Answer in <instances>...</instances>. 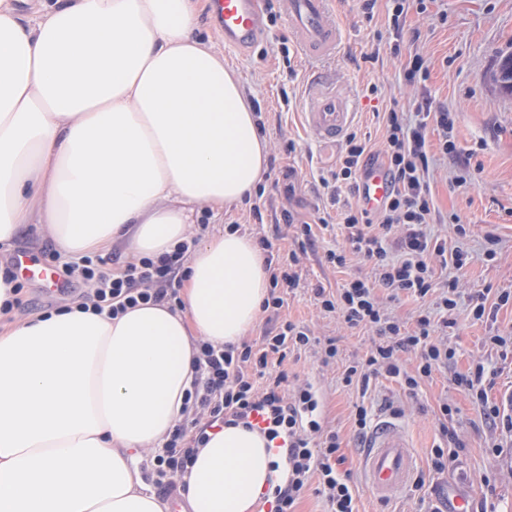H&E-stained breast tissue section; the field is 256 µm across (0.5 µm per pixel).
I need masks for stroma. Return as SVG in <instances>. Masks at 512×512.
I'll return each mask as SVG.
<instances>
[{"mask_svg": "<svg viewBox=\"0 0 512 512\" xmlns=\"http://www.w3.org/2000/svg\"><path fill=\"white\" fill-rule=\"evenodd\" d=\"M271 21L262 42L248 54L226 48L218 33L208 0H199V34L224 54V66L236 72L244 85L268 144L267 166L257 194L225 209L208 229H194V237L217 232L235 221L243 233L268 237L281 257L294 247L292 228L286 227L283 209L313 221L327 203L321 177L335 170L342 142L317 139L307 128V112L314 86L334 90L346 101L355 118L352 131L380 145V118L390 100L412 109L429 96L434 110L450 112L452 138L457 150L441 154L438 132H431V190L436 218L433 234L447 237L449 248L463 251V267H448L449 279L458 283L448 346L454 350L446 369L421 383L415 394L404 392L398 379L373 380L367 396L345 386L346 364L370 348L371 331L351 328L336 316L321 312L312 289L316 284L338 288L359 269L358 261L336 268L326 260L328 250L344 249L338 226L316 228L317 241L300 257L298 288L285 293L281 317L307 327L320 341L335 339L337 360L323 363L317 349L291 356L284 367L299 382L318 391L325 422L338 430L344 470L351 474L358 512H425L440 505L443 488L453 485L473 497V512H512V434L489 428L471 395L453 382L456 372L483 365L494 374L491 401L506 404L512 389V340L499 347L488 338L512 331V303L502 306L496 322L472 316L479 293H512V95L502 93L492 80L503 55L512 53V0H412L399 22H392L387 0H378L365 13L362 0H329L341 32L334 56L316 60L305 55L286 22L284 0H267ZM289 57H282V49ZM422 57L423 68L407 79L406 66ZM291 174L292 197H285L281 180ZM261 218H254L253 207ZM24 251L43 263H54L57 247L39 225L22 227L13 253L0 255L9 267L14 252ZM453 408L452 423L462 442L449 448L448 469L430 467V450L440 441L436 414L441 400ZM366 401L372 420L395 417L413 443L415 478L423 488L408 486L397 498H374L362 482V450L352 428L356 402Z\"/></svg>", "mask_w": 512, "mask_h": 512, "instance_id": "obj_1", "label": "stroma"}]
</instances>
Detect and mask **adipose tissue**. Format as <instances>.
<instances>
[{
  "mask_svg": "<svg viewBox=\"0 0 512 512\" xmlns=\"http://www.w3.org/2000/svg\"><path fill=\"white\" fill-rule=\"evenodd\" d=\"M0 0V251L42 224L63 258L115 242L155 258L250 196L267 145L194 0ZM177 307L74 305L0 335V512H169L143 462L185 417L198 341L255 324V240L206 236ZM286 466L222 426L181 479L189 512H252Z\"/></svg>",
  "mask_w": 512,
  "mask_h": 512,
  "instance_id": "adipose-tissue-1",
  "label": "adipose tissue"
}]
</instances>
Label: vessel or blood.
Listing matches in <instances>:
<instances>
[{
    "instance_id": "1",
    "label": "vessel or blood",
    "mask_w": 512,
    "mask_h": 512,
    "mask_svg": "<svg viewBox=\"0 0 512 512\" xmlns=\"http://www.w3.org/2000/svg\"><path fill=\"white\" fill-rule=\"evenodd\" d=\"M288 27L302 50L315 57L332 55L340 31L327 8V0H285ZM210 10L223 31L227 47L244 52L260 41L265 31V0H211ZM346 103L335 94L325 92L313 99L305 114L312 134L323 141L339 138L352 121ZM392 184L386 170L372 165L361 175L360 202L372 211L388 200ZM14 265L22 276L63 288L64 280L53 267L38 263L26 253H18ZM411 442L396 423L384 420L370 432L361 458L363 482L367 490L380 499L397 496L410 483L414 472Z\"/></svg>"
}]
</instances>
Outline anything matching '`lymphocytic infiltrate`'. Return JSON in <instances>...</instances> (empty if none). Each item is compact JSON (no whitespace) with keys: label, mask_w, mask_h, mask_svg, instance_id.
I'll return each mask as SVG.
<instances>
[{"label":"lymphocytic infiltrate","mask_w":512,"mask_h":512,"mask_svg":"<svg viewBox=\"0 0 512 512\" xmlns=\"http://www.w3.org/2000/svg\"><path fill=\"white\" fill-rule=\"evenodd\" d=\"M384 120L380 147H372L357 133L348 134L331 174L330 201L341 204L342 209L338 216L326 213L317 221L326 227L331 219H338L348 245L344 251H328L329 263L346 266L352 255L361 259L367 270L335 290L316 286L314 295L324 312L376 335L366 354L346 365L345 385L364 394L373 377L385 375L399 379L405 392L412 394L454 356L448 347L447 329L455 324L448 313L456 306V284L437 282L436 269L450 263L463 266L464 254L449 251L447 239L427 230L436 212L428 128L437 126L442 133L441 152L452 153L456 146L447 132L454 121L447 112L433 111L426 97L411 112L390 106ZM376 163L387 168L393 186L384 208L372 213L359 204L341 203V190L358 193L362 170ZM284 217L287 223L296 222L292 211H285ZM299 225L298 249L290 253L287 266L272 270L270 291L262 304L263 311L276 317L284 305L280 289L298 287L299 253L314 243L313 223ZM189 249V243L183 242L171 253L144 257L108 271L87 256L63 264L60 271L66 282L89 284L88 298L99 312L117 315L150 302L175 306L181 302L177 285L185 279L184 259ZM404 294L420 299L434 296V313L419 314L410 326L390 316L387 303ZM313 345L308 328L278 317L255 343L244 340L220 347L199 342L196 379L184 402L186 417L174 427L163 453L154 458L161 487L167 491L176 488L209 430L223 424L241 425L262 433L288 464V477L275 486L269 512H296L299 499L311 487L326 498L330 512H357L350 476L338 470L345 460L338 431L325 426L321 400L313 386L289 385L283 368L288 356ZM410 352L418 355L411 370L402 360L403 354ZM483 378L484 369L479 366L474 372L455 375L454 383L472 395L487 424L512 432V417L490 404Z\"/></svg>","instance_id":"f902f5d3"}]
</instances>
